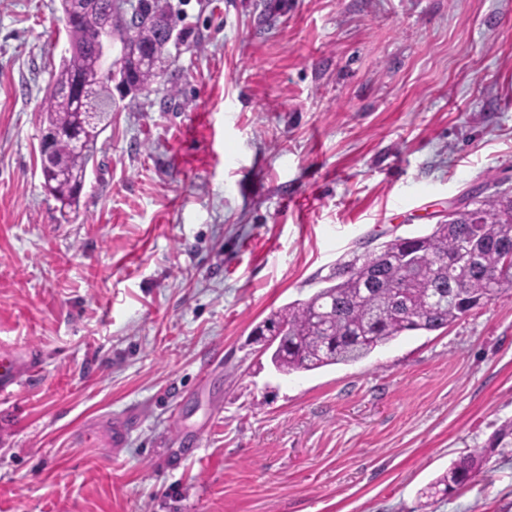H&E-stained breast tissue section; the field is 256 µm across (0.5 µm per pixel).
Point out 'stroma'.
Segmentation results:
<instances>
[{
    "instance_id": "1",
    "label": "stroma",
    "mask_w": 512,
    "mask_h": 512,
    "mask_svg": "<svg viewBox=\"0 0 512 512\" xmlns=\"http://www.w3.org/2000/svg\"><path fill=\"white\" fill-rule=\"evenodd\" d=\"M168 3L184 42L64 214L38 161L60 0H0V345L37 366L0 397V512H512V291L348 365L285 375L251 340L336 263L512 192V0ZM481 458L482 456L477 450L462 454L448 470L421 490V496L431 499L439 494L448 495L465 486L476 476Z\"/></svg>"
}]
</instances>
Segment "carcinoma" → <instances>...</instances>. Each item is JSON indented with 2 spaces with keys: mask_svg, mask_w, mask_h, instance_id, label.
Here are the masks:
<instances>
[{
  "mask_svg": "<svg viewBox=\"0 0 512 512\" xmlns=\"http://www.w3.org/2000/svg\"><path fill=\"white\" fill-rule=\"evenodd\" d=\"M88 24L66 25L69 55L62 57L53 88L45 101L43 125L59 135L58 172L45 188L60 210L79 206L89 162L104 127L84 133L76 147L69 130L80 101L71 90L93 86L98 106L112 108V83L95 78L91 58L96 34L107 30L112 41L134 39L153 51L149 66L132 79L144 91L165 71L170 32L157 25L166 17L160 0H138L127 18L112 10V0H93ZM478 250L472 261L463 250ZM327 286L307 300H296L271 312L257 327L256 341L275 347L271 360L284 374L356 362L402 334L445 328L504 291L512 290V195L478 192L447 224L426 233L397 237L360 258L338 263L325 278ZM481 454L470 451L421 490L431 499L465 486L477 474Z\"/></svg>",
  "mask_w": 512,
  "mask_h": 512,
  "instance_id": "cac0c4a2",
  "label": "carcinoma"
}]
</instances>
